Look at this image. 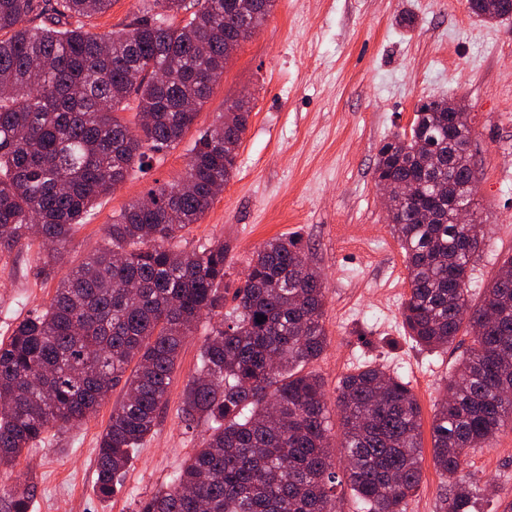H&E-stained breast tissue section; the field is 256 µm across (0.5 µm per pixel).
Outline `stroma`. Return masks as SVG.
<instances>
[{"instance_id": "obj_1", "label": "stroma", "mask_w": 512, "mask_h": 512, "mask_svg": "<svg viewBox=\"0 0 512 512\" xmlns=\"http://www.w3.org/2000/svg\"><path fill=\"white\" fill-rule=\"evenodd\" d=\"M241 97L253 109L237 170L180 243L191 251L224 241L226 283L238 286L254 251L279 236H300L326 285V346L308 369L328 397L345 374L379 365L410 382L422 409V481L406 512H446L432 459L431 421L444 381L471 339L447 350L420 349L402 327L409 292L404 253L393 237L373 178L380 143L410 129L426 99L454 98L473 133L472 208L485 246L474 265L473 301L512 254V17L486 21L468 0H276L242 42L201 107L193 129L151 167L132 171L99 198L66 244L55 278H34L40 246L0 256V339L48 305L61 278L103 243L107 224L154 187L183 175L200 129ZM204 330L184 343L153 434L112 498L95 491L98 440L121 390L80 427L51 437L0 469V487L29 489L33 512H139L197 448L204 426L178 416L199 364ZM475 512H512V427L471 455Z\"/></svg>"}]
</instances>
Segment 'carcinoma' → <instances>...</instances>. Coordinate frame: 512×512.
I'll use <instances>...</instances> for the list:
<instances>
[{
    "mask_svg": "<svg viewBox=\"0 0 512 512\" xmlns=\"http://www.w3.org/2000/svg\"><path fill=\"white\" fill-rule=\"evenodd\" d=\"M141 2L124 29L97 36L80 19L112 0H0V253L40 239L36 278L55 275L98 198L183 140L224 56L245 40L242 23L258 29L276 0ZM49 11L51 25H25ZM131 109L134 121L119 117ZM250 114L249 99L232 102L194 141L181 182L125 208L101 249L0 343V466L82 424L120 386L95 481L101 497L116 493L167 402L182 343L207 317L215 323L181 408V421L206 433L140 512H331L342 484L360 512H404L422 480L420 405L409 382L379 366L344 376L335 449L324 384L305 371L325 348L326 288L301 239L263 243L227 312L224 242L176 245L234 175ZM471 138L467 112L450 117L447 99L425 100L410 135L381 142L373 171L413 189L392 193L388 212L410 288L405 332L430 352L463 329L473 338L431 424L448 512H471L468 458L512 425V254L471 306L484 237L452 222L456 202L473 201ZM3 495L7 512H31L29 491Z\"/></svg>",
    "mask_w": 512,
    "mask_h": 512,
    "instance_id": "carcinoma-1",
    "label": "carcinoma"
}]
</instances>
